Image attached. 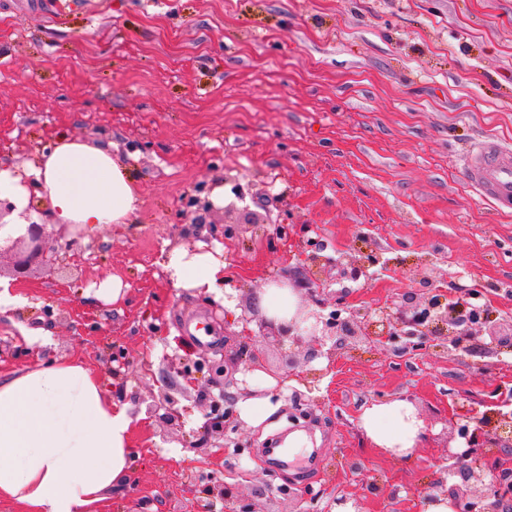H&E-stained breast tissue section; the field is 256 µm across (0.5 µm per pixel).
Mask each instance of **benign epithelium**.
Returning a JSON list of instances; mask_svg holds the SVG:
<instances>
[{
	"mask_svg": "<svg viewBox=\"0 0 512 512\" xmlns=\"http://www.w3.org/2000/svg\"><path fill=\"white\" fill-rule=\"evenodd\" d=\"M191 206L195 207L194 217L191 223L200 224L203 222L202 215L210 212L213 207L212 201L207 198L194 196L191 199ZM46 232L41 224L27 225L26 232L9 240L7 244H0V254L5 251H12L22 246L24 254L19 256L16 263V272L22 273L34 262L43 265H52L56 257L50 254L45 242ZM440 308L439 300L432 297L428 302L422 304L410 301V306L397 318L385 317L374 324L372 329L358 327L359 320L352 316L343 318L341 315L331 313L324 317L315 313H306L297 316L288 322H276L272 319L266 320L271 326H278L280 336L294 343H301L305 339L312 341L308 351L307 359L313 360L323 355L322 348L324 341L328 338H339V341L368 340V341H391L400 336H409L417 339L411 347L418 348L424 340L439 334L437 325L441 322L457 326L452 332V343L455 348L464 352L468 351L467 343L474 339L471 333V325L478 322L480 317L471 315L463 319L454 310V304H448L444 314L437 315L435 310ZM241 372L246 374L256 369H266L269 374H274L271 369L265 368L263 351L258 345L247 348ZM509 430L512 434V410L497 411L494 420V431L489 432L483 425L474 429L460 426L457 429V436L461 439L460 445L454 450H448V455L461 464L468 465L466 479L474 481V490L468 495L467 500L460 498L455 500L454 507L457 512H500L502 499L494 490L493 485L485 480V474L481 465L483 449L488 447H502V436L500 432Z\"/></svg>",
	"mask_w": 512,
	"mask_h": 512,
	"instance_id": "7a95c632",
	"label": "benign epithelium"
}]
</instances>
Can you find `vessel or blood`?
Segmentation results:
<instances>
[{
    "instance_id": "vessel-or-blood-1",
    "label": "vessel or blood",
    "mask_w": 512,
    "mask_h": 512,
    "mask_svg": "<svg viewBox=\"0 0 512 512\" xmlns=\"http://www.w3.org/2000/svg\"><path fill=\"white\" fill-rule=\"evenodd\" d=\"M466 176L496 206L512 205V148L493 139L480 141L468 159Z\"/></svg>"
}]
</instances>
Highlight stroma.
<instances>
[{
    "label": "stroma",
    "instance_id": "stroma-1",
    "mask_svg": "<svg viewBox=\"0 0 512 512\" xmlns=\"http://www.w3.org/2000/svg\"><path fill=\"white\" fill-rule=\"evenodd\" d=\"M62 131L111 145L141 205L79 238L34 198L63 263L19 274L14 254L0 257L27 300L0 308V373L78 360L126 407L133 463L97 512H208L228 496L255 512H421L435 484L469 490L448 470L457 428L512 400V211L463 173L478 139L512 144V0H0V160L25 166ZM218 185L225 203L245 192L244 209L206 217L221 299L174 287L164 268L171 247L195 243L181 232L188 201ZM275 274L310 280L297 306L325 315L371 322L411 296L485 315L468 353L440 335L414 352L348 341L311 361L308 344L265 329L284 377L274 413L211 432L226 398L249 399L240 317L263 318ZM112 277L118 303L88 296ZM204 316L209 346L195 341ZM36 326L51 345L24 341ZM163 392L178 421L154 408ZM397 398L425 424L403 457L359 426L361 406ZM298 404L312 415L307 448L279 465L249 456L285 435Z\"/></svg>",
    "mask_w": 512,
    "mask_h": 512
}]
</instances>
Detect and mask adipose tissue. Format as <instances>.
<instances>
[{
    "label": "adipose tissue",
    "mask_w": 512,
    "mask_h": 512,
    "mask_svg": "<svg viewBox=\"0 0 512 512\" xmlns=\"http://www.w3.org/2000/svg\"><path fill=\"white\" fill-rule=\"evenodd\" d=\"M35 192L58 224L90 230L126 223L139 208L124 164L108 148L65 132L26 168L0 163V202L12 208L1 237L24 233ZM165 269L179 288L214 293L224 283L219 253L201 245L173 247ZM359 421L373 445L398 456L416 448L425 431L404 399L365 406ZM130 428L126 410L107 401L83 365L53 360L0 373V500L21 503L25 512H92L103 491L127 477Z\"/></svg>",
    "instance_id": "obj_1"
}]
</instances>
